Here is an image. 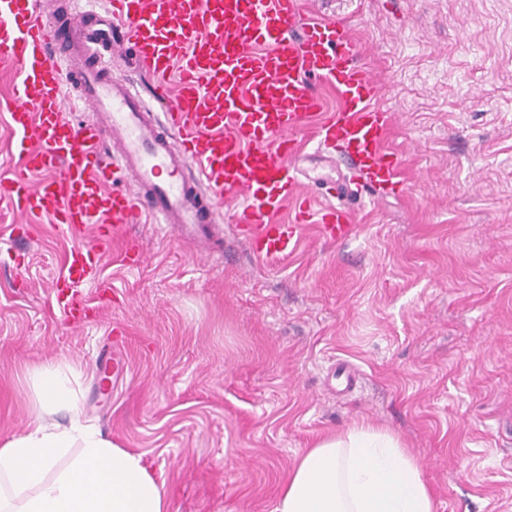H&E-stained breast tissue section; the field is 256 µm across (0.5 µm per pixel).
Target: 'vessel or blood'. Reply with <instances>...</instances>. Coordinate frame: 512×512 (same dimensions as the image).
<instances>
[{"label": "vessel or blood", "mask_w": 512, "mask_h": 512, "mask_svg": "<svg viewBox=\"0 0 512 512\" xmlns=\"http://www.w3.org/2000/svg\"><path fill=\"white\" fill-rule=\"evenodd\" d=\"M151 77L163 112L146 107L112 54ZM341 23L306 0H105L78 12L65 0H0V62L16 68L10 129L18 160L0 178V204L47 216L65 232L120 229L150 215L182 234L208 233L222 207L256 256L291 253L301 229L336 242L353 233L338 197L404 190L401 157L386 146L391 116L372 72ZM335 90L326 111L313 83ZM92 116L67 119L76 104ZM341 157L348 182L315 206L300 185L299 135ZM294 207L291 223L279 222ZM98 239L72 246L54 295L70 326L92 316Z\"/></svg>", "instance_id": "1"}]
</instances>
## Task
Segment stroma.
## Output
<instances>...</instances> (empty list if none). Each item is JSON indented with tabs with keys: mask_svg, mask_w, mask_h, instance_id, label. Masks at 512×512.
Listing matches in <instances>:
<instances>
[{
	"mask_svg": "<svg viewBox=\"0 0 512 512\" xmlns=\"http://www.w3.org/2000/svg\"><path fill=\"white\" fill-rule=\"evenodd\" d=\"M318 8L394 115L404 193L363 200L349 240L309 227L278 259L228 209L216 244L134 225L78 328L52 295L74 235L0 207V444L37 412L32 370L62 362L85 423L142 455L168 512H274L298 455L359 422L401 438L437 512H512V0Z\"/></svg>",
	"mask_w": 512,
	"mask_h": 512,
	"instance_id": "35a3bbf8",
	"label": "stroma"
}]
</instances>
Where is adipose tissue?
<instances>
[{
  "mask_svg": "<svg viewBox=\"0 0 512 512\" xmlns=\"http://www.w3.org/2000/svg\"><path fill=\"white\" fill-rule=\"evenodd\" d=\"M73 378L59 363L33 369L40 412L0 445V512H168L141 456L82 423ZM60 411L68 425L46 420ZM275 512H435V502L399 438L361 423L299 457Z\"/></svg>",
  "mask_w": 512,
  "mask_h": 512,
  "instance_id": "ef3b65f1",
  "label": "adipose tissue"
}]
</instances>
